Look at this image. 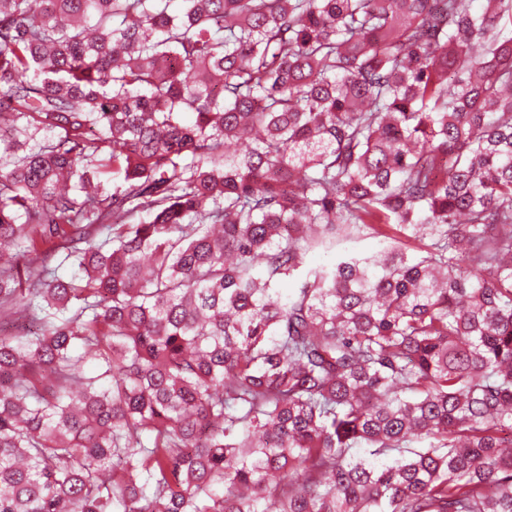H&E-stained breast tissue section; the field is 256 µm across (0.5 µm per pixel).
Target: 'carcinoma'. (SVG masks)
Masks as SVG:
<instances>
[{
    "label": "carcinoma",
    "instance_id": "obj_1",
    "mask_svg": "<svg viewBox=\"0 0 512 512\" xmlns=\"http://www.w3.org/2000/svg\"><path fill=\"white\" fill-rule=\"evenodd\" d=\"M4 250L0 512H512V0H0Z\"/></svg>",
    "mask_w": 512,
    "mask_h": 512
}]
</instances>
